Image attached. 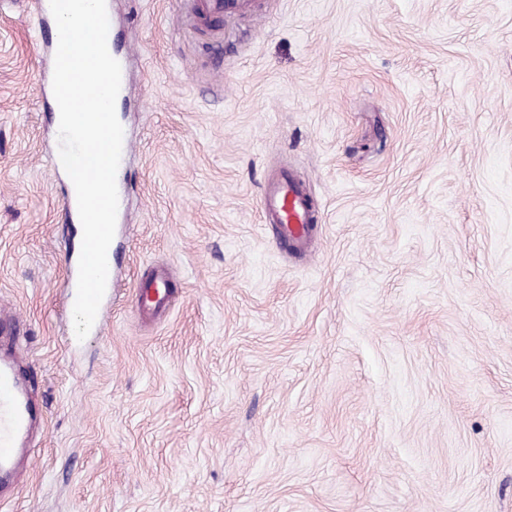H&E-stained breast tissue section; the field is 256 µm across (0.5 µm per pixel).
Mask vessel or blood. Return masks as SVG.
<instances>
[{"label":"vessel or blood","mask_w":512,"mask_h":512,"mask_svg":"<svg viewBox=\"0 0 512 512\" xmlns=\"http://www.w3.org/2000/svg\"><path fill=\"white\" fill-rule=\"evenodd\" d=\"M260 210L265 223L276 225L281 236L296 243L315 221L312 207L288 176L264 184ZM81 246V240L72 241L64 257L65 299L70 307L76 299ZM40 417L41 409L24 383L20 358L14 353L0 357V475L9 477L17 471Z\"/></svg>","instance_id":"1"}]
</instances>
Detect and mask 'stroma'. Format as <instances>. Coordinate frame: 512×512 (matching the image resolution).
I'll return each instance as SVG.
<instances>
[{
	"instance_id": "35a3bbf8",
	"label": "stroma",
	"mask_w": 512,
	"mask_h": 512,
	"mask_svg": "<svg viewBox=\"0 0 512 512\" xmlns=\"http://www.w3.org/2000/svg\"><path fill=\"white\" fill-rule=\"evenodd\" d=\"M110 5L136 190L80 341L34 19L0 0V307L46 411L0 512H512V0ZM285 171L295 251L258 204ZM112 42V56L120 63L121 69H122V77H121V87L120 92L117 97V103L124 100L125 93H126V84H127V63H128V57L131 53V50L129 48H125L114 29L113 19H112V30L111 26L109 24V32L107 37V44H110Z\"/></svg>"
}]
</instances>
